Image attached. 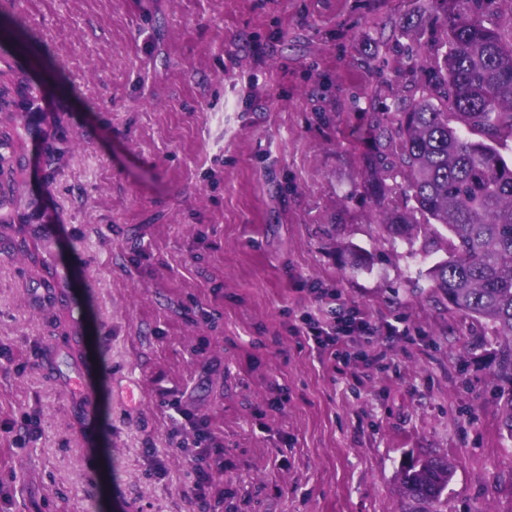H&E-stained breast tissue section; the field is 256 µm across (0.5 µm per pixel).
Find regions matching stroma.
I'll return each mask as SVG.
<instances>
[{"label":"stroma","mask_w":512,"mask_h":512,"mask_svg":"<svg viewBox=\"0 0 512 512\" xmlns=\"http://www.w3.org/2000/svg\"><path fill=\"white\" fill-rule=\"evenodd\" d=\"M41 90L0 236V512H404L446 455L441 512H512L487 329L430 296L365 192L373 113L441 43L412 0H0ZM373 253L351 270L348 246ZM69 276L66 296L42 262ZM337 292L405 328L347 358L289 326ZM82 313L80 341L66 309ZM454 473V466L446 456L411 459L402 468L400 489L402 497L416 504L415 512H437Z\"/></svg>","instance_id":"35a3bbf8"}]
</instances>
